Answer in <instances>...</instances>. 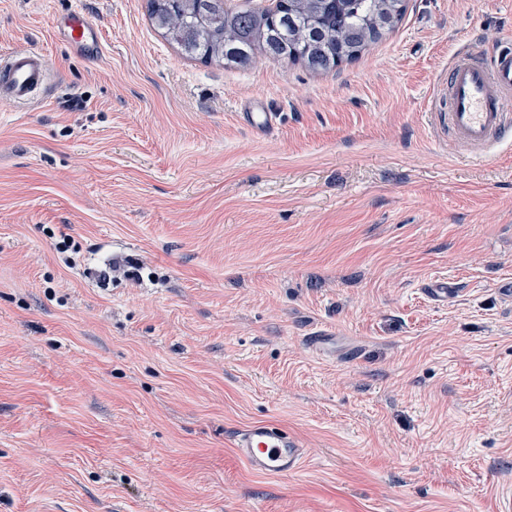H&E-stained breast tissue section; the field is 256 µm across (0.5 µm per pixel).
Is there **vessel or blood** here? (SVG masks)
Masks as SVG:
<instances>
[{
	"label": "vessel or blood",
	"instance_id": "1",
	"mask_svg": "<svg viewBox=\"0 0 512 512\" xmlns=\"http://www.w3.org/2000/svg\"><path fill=\"white\" fill-rule=\"evenodd\" d=\"M66 39L88 53L100 50V36L81 11H73L64 31ZM50 60L39 45L32 44L0 54V104L32 103L43 88ZM278 115L253 102L244 120L258 133L271 132ZM448 140L476 157H486L493 147L512 135V47L492 55L473 48L461 49L448 68V111L444 115ZM231 444L249 468L267 475L298 472L305 450L287 430L256 422L236 430Z\"/></svg>",
	"mask_w": 512,
	"mask_h": 512
}]
</instances>
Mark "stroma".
Here are the masks:
<instances>
[{"label": "stroma", "instance_id": "obj_1", "mask_svg": "<svg viewBox=\"0 0 512 512\" xmlns=\"http://www.w3.org/2000/svg\"><path fill=\"white\" fill-rule=\"evenodd\" d=\"M78 4L91 58L57 29ZM511 40L512 0H407L338 70L242 68L187 54L145 0H0V52L51 63L0 108V512H494L512 138L477 158L432 115L457 49ZM257 421L308 448L297 473L231 447ZM251 112H243L244 120L248 127L257 133L271 132L276 123L278 114L267 112L260 101H254L250 107Z\"/></svg>", "mask_w": 512, "mask_h": 512}]
</instances>
